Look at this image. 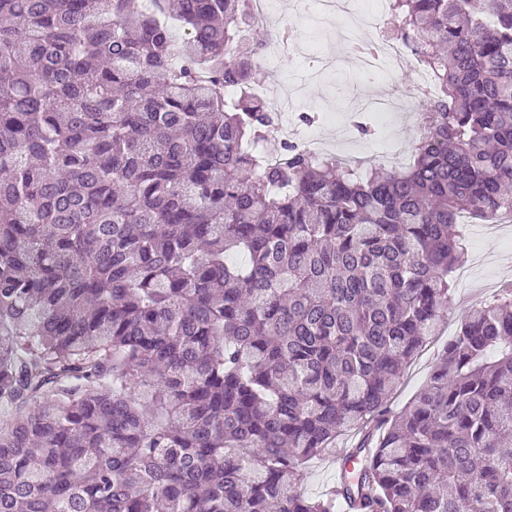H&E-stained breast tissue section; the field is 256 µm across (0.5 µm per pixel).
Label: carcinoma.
<instances>
[{"label": "carcinoma", "mask_w": 512, "mask_h": 512, "mask_svg": "<svg viewBox=\"0 0 512 512\" xmlns=\"http://www.w3.org/2000/svg\"><path fill=\"white\" fill-rule=\"evenodd\" d=\"M150 2L0 0V512H512V286L390 407L460 215L512 213V0H391L394 169L269 161L250 0ZM307 478L301 486V491L307 497H317L329 488L337 475L336 459L321 456L309 460L306 465Z\"/></svg>", "instance_id": "obj_1"}]
</instances>
